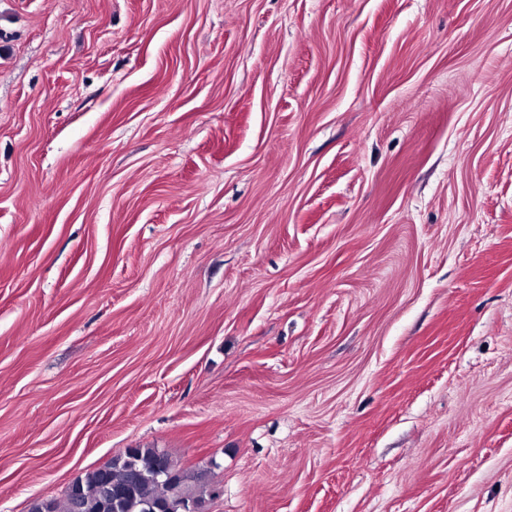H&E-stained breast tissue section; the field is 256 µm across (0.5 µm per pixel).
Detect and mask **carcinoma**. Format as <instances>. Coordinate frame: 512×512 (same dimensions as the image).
<instances>
[{"mask_svg":"<svg viewBox=\"0 0 512 512\" xmlns=\"http://www.w3.org/2000/svg\"><path fill=\"white\" fill-rule=\"evenodd\" d=\"M163 461L174 479L158 475L157 461ZM191 477L170 457L156 448H128L102 467L76 478L63 501L44 498L29 512H178L177 501L189 490L203 503L208 489L190 484Z\"/></svg>","mask_w":512,"mask_h":512,"instance_id":"1","label":"carcinoma"}]
</instances>
